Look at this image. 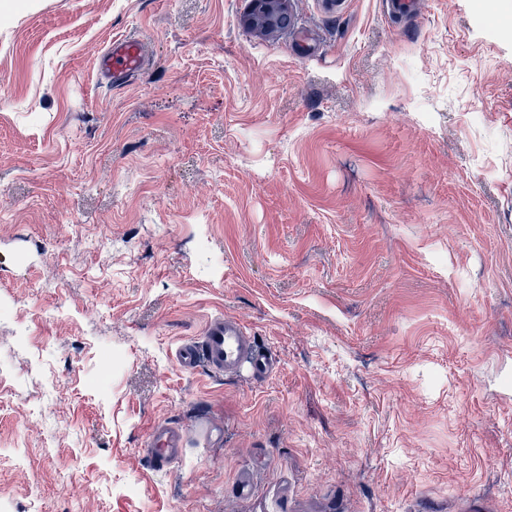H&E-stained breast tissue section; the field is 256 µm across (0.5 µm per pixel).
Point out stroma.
Returning a JSON list of instances; mask_svg holds the SVG:
<instances>
[{
    "label": "stroma",
    "mask_w": 512,
    "mask_h": 512,
    "mask_svg": "<svg viewBox=\"0 0 512 512\" xmlns=\"http://www.w3.org/2000/svg\"><path fill=\"white\" fill-rule=\"evenodd\" d=\"M247 7L0 12V512H512V33ZM218 316L270 375L179 367ZM291 16L288 0H250L243 23L261 33L272 34ZM148 61L146 44L138 37L128 36L113 40L96 66L112 84L121 85L142 70ZM182 446V433L167 424L154 426L146 443L148 454L158 469H164L172 464L181 454Z\"/></svg>",
    "instance_id": "1"
}]
</instances>
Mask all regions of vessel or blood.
<instances>
[{
    "label": "vessel or blood",
    "mask_w": 512,
    "mask_h": 512,
    "mask_svg": "<svg viewBox=\"0 0 512 512\" xmlns=\"http://www.w3.org/2000/svg\"><path fill=\"white\" fill-rule=\"evenodd\" d=\"M146 44L139 38L128 36L113 40L105 54L98 60L97 69L113 84L126 83L148 63ZM179 366L185 370L207 364L218 372H236L243 362H251L255 371L268 373L273 365L271 356L258 352L243 327L227 317L212 319L200 341H189L176 352ZM183 435L175 427L159 424L153 427L146 447L156 468L163 469L180 455Z\"/></svg>",
    "instance_id": "b4317fda"
}]
</instances>
